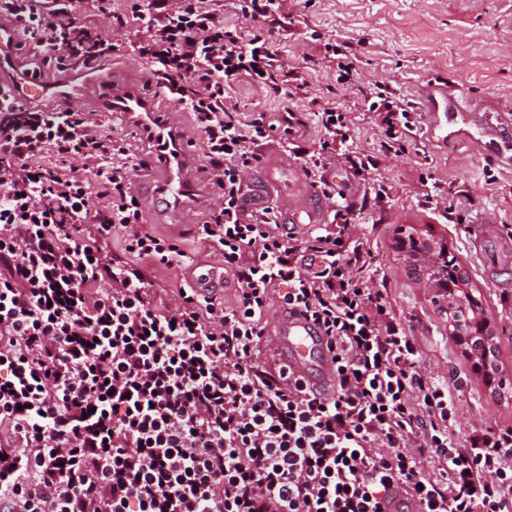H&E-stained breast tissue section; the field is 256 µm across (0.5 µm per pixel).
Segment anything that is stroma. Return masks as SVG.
I'll return each mask as SVG.
<instances>
[{"label": "stroma", "mask_w": 512, "mask_h": 512, "mask_svg": "<svg viewBox=\"0 0 512 512\" xmlns=\"http://www.w3.org/2000/svg\"><path fill=\"white\" fill-rule=\"evenodd\" d=\"M90 26L108 32L112 56L102 70L122 75L124 67H142L146 59L142 35L135 26L113 29L111 18L88 17ZM277 48L288 65V94L279 96L242 81L231 94L243 112H263L280 123L284 111L298 119L286 156L301 162L319 151L325 139L315 113L327 108L348 120L350 149L372 156L373 183L358 182L349 163L333 156L325 179L346 196L363 224L378 274L374 288L390 301L395 317L421 349L420 368L447 377L456 397L457 436L472 427L512 425V398L488 388L448 331V317L408 276L396 250L404 228L429 226L448 245V255L466 268L486 314L497 326V365L512 375V287H496L487 272L492 253H478L470 239L475 226L498 225L512 239V159L483 154L470 139L442 142L428 136L423 110L431 84L457 86L466 101L495 103L512 118V0H288ZM351 64L352 78H339ZM387 88L397 104L413 110L417 124L383 151L381 132L370 105L375 85ZM385 193L375 197L373 184ZM200 199L184 200L179 208L151 224V231L174 240L188 261L221 264L222 259L196 229L209 218L208 204L218 187L202 173ZM450 201L453 212L432 209L428 196Z\"/></svg>", "instance_id": "1"}]
</instances>
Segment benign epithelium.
I'll return each instance as SVG.
<instances>
[{
	"mask_svg": "<svg viewBox=\"0 0 512 512\" xmlns=\"http://www.w3.org/2000/svg\"><path fill=\"white\" fill-rule=\"evenodd\" d=\"M396 249L407 265L415 271L417 281L432 294V300L448 312V325L455 327L454 337L471 359L477 375L494 389L507 388L508 379L499 369H491L492 337L496 335L492 320L482 307L468 309L454 302L456 290H467L466 285L455 288L453 281L435 273L436 267L448 259V245L437 239L426 227L411 225L398 238Z\"/></svg>",
	"mask_w": 512,
	"mask_h": 512,
	"instance_id": "7a95c632",
	"label": "benign epithelium"
}]
</instances>
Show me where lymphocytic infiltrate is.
<instances>
[{"label":"lymphocytic infiltrate","instance_id":"obj_1","mask_svg":"<svg viewBox=\"0 0 512 512\" xmlns=\"http://www.w3.org/2000/svg\"><path fill=\"white\" fill-rule=\"evenodd\" d=\"M288 0H236L265 32L225 26L213 0H0L39 62L111 56L90 13L136 23L149 83L193 115L219 187L197 234L238 283L234 305L155 277L184 253L143 222L145 161L79 110L0 108V512H381L403 485L422 512H512V426L453 432L447 377L371 283L373 254L346 220L304 236L244 206L245 174L275 126L239 112L240 79L286 92L274 24ZM387 141L413 112L377 92ZM120 239L124 257L112 255ZM321 324L334 396L261 361L271 303Z\"/></svg>","mask_w":512,"mask_h":512}]
</instances>
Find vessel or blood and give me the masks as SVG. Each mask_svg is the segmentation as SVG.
<instances>
[{
    "mask_svg": "<svg viewBox=\"0 0 512 512\" xmlns=\"http://www.w3.org/2000/svg\"><path fill=\"white\" fill-rule=\"evenodd\" d=\"M19 31V23L0 22V104L13 107L49 96L61 110L78 108L81 97L69 69H57L49 82L22 70L21 56L29 47L20 41ZM107 90L103 110L123 113L131 123L148 127L157 141L150 166L162 172L164 179L136 186L137 194L150 203L144 220L153 222L167 214L180 195L193 192V172L200 159L171 128L165 113L153 111L129 86L113 81L108 83ZM426 110L431 137L451 141L465 134L485 150L495 145L500 131L512 123L492 107L464 108L457 87L445 84L431 86ZM259 177L278 191L279 224L298 232L309 225L325 223L330 204L298 166L281 156L265 153L257 171L247 175L251 181ZM472 242L480 249L494 252L498 266L512 265V243L501 238L497 225H480L472 235ZM191 286L197 296L211 298L223 288L224 277L217 270H205L193 276ZM264 341L282 368L300 380L310 393L318 397L335 393L336 364L330 339L301 311L280 309L266 326ZM382 512H419V506L403 488L397 487L383 503Z\"/></svg>",
    "mask_w": 512,
    "mask_h": 512,
    "instance_id": "b4317fda",
    "label": "vessel or blood"
}]
</instances>
